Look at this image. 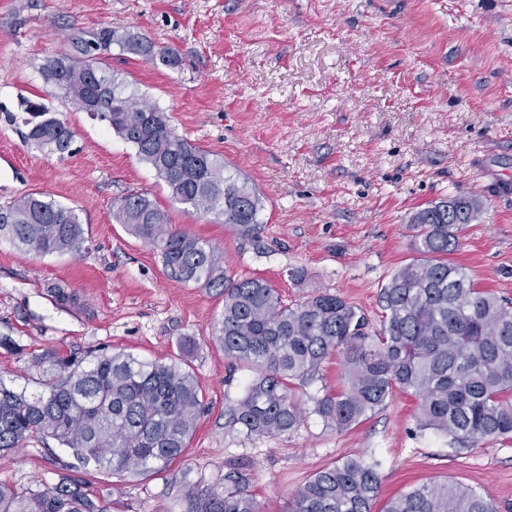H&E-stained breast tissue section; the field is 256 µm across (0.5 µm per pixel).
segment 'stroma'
<instances>
[{"label":"stroma","instance_id":"1","mask_svg":"<svg viewBox=\"0 0 512 512\" xmlns=\"http://www.w3.org/2000/svg\"><path fill=\"white\" fill-rule=\"evenodd\" d=\"M104 26L178 52L175 69L134 54L112 67L178 135L256 186L258 236L187 212L130 144L44 82L40 66L71 50L70 29ZM22 96L69 123L68 152L24 141ZM31 193L75 210L85 249L37 256L0 238V337L15 345L0 348V377L34 392L45 350L124 349L182 363L205 409L164 471L102 472L36 437L0 454V484L76 480L107 512H185L234 471L261 512H285L317 471L360 457L379 474V502L445 480L512 512V442L457 450L417 427L416 400L399 390L344 432L309 413L290 432L245 436L229 410L253 373L230 370L215 338L223 297L170 279L157 251L112 219L119 198L147 195L217 247L229 276L265 278L288 302L339 295L376 328L381 288L416 257L410 216L476 195L481 210L451 259L512 299V0H0V205ZM51 283L76 304H56Z\"/></svg>","mask_w":512,"mask_h":512}]
</instances>
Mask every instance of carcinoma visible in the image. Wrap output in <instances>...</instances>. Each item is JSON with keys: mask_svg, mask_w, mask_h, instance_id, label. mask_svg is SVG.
I'll return each instance as SVG.
<instances>
[{"mask_svg": "<svg viewBox=\"0 0 512 512\" xmlns=\"http://www.w3.org/2000/svg\"><path fill=\"white\" fill-rule=\"evenodd\" d=\"M73 51L48 57L46 83L72 108L88 112L132 145L166 184L173 201L214 215L244 236L255 234L263 204L248 180L224 172L212 153L177 135L167 112L127 92L112 71V46L171 69L173 50L110 26ZM25 139L49 153H65L73 137L43 104L21 102ZM481 207L477 197H451L411 218L416 251L424 259L401 266L380 290L382 324L368 330L359 310L336 294L315 292L285 303L265 279L235 280L216 248L173 227L164 207L130 193L113 205L112 219L155 248L166 275L224 297L217 338L224 358L255 373L230 409L231 423L250 438L298 427L306 409L299 392L340 356L343 385L313 399L312 413L338 432L383 407L396 390L417 399L422 429L448 435L460 450L484 440H512V302L476 287L466 268L448 260L459 227ZM0 236L37 255L85 249L74 210L32 194L0 207ZM40 390L27 392L0 377V453L34 437L50 438L82 464L114 473L145 474L169 466L187 447L203 414V394L181 366L107 349L62 355L47 352ZM224 487L188 500L186 512H259L236 474ZM380 478L374 466L347 458L311 476L288 498L286 512H374ZM0 512H104L77 483L20 493L0 485ZM382 512H498L472 488L437 480L392 498Z\"/></svg>", "mask_w": 512, "mask_h": 512, "instance_id": "1", "label": "carcinoma"}]
</instances>
